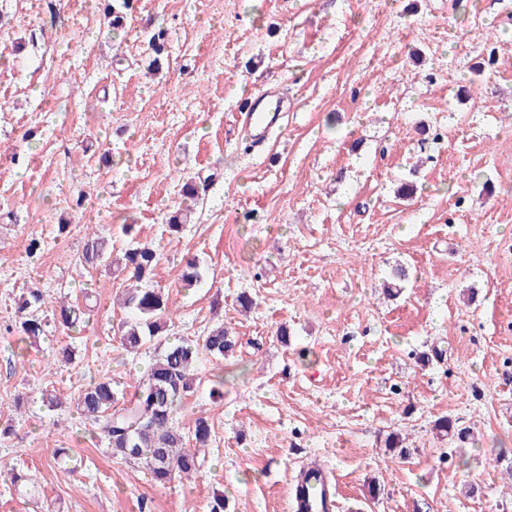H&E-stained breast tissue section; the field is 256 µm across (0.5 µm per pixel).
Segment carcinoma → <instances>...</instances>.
Masks as SVG:
<instances>
[{
  "label": "carcinoma",
  "mask_w": 512,
  "mask_h": 512,
  "mask_svg": "<svg viewBox=\"0 0 512 512\" xmlns=\"http://www.w3.org/2000/svg\"><path fill=\"white\" fill-rule=\"evenodd\" d=\"M205 187L189 177L180 187L181 202L167 221L171 234L188 223L196 208L203 203ZM80 261L91 265L116 267L124 276V305L133 317L118 327L121 345L126 350L139 349L146 339L160 337L167 331L171 312L169 295L151 286L160 262V253L151 244L137 242L112 258L107 239L96 233L87 238ZM43 294L30 290L19 296L18 312L24 338L37 340L45 333L48 319L42 309ZM90 307L75 308L61 304L52 310L53 323L64 330L77 327ZM237 342L224 327L209 331L202 340L181 339L166 345L152 367L139 379L135 392L127 397L112 387V379L102 378L86 385L78 394L77 407L93 419L98 434L107 440L112 454L128 462L145 465L153 479L166 484L177 476L189 479L199 469V454L210 439L207 419L194 420V448L184 447V437L174 426V413L184 399L199 387L194 373L200 351L221 359L233 352ZM435 430L460 443L470 438V430L459 428L442 417Z\"/></svg>",
  "instance_id": "1"
}]
</instances>
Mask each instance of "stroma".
<instances>
[{
	"mask_svg": "<svg viewBox=\"0 0 512 512\" xmlns=\"http://www.w3.org/2000/svg\"><path fill=\"white\" fill-rule=\"evenodd\" d=\"M107 2L0 0V49H15L0 60V512H209L217 493L226 512H293L312 459L336 474L338 512H512V0H130L116 31ZM270 84L291 109L258 156L238 100ZM187 175L207 191L173 236ZM125 224L161 253L170 339L219 324L237 338L196 365L175 423L191 448L206 417L211 439L196 475L165 485L72 404L102 377L133 392L163 348L124 350V279L79 260L92 232L127 248ZM189 256L202 278L187 290ZM399 264L410 279L386 297ZM30 288L95 310L26 343ZM441 416L475 444L437 436Z\"/></svg>",
	"mask_w": 512,
	"mask_h": 512,
	"instance_id": "1",
	"label": "stroma"
}]
</instances>
